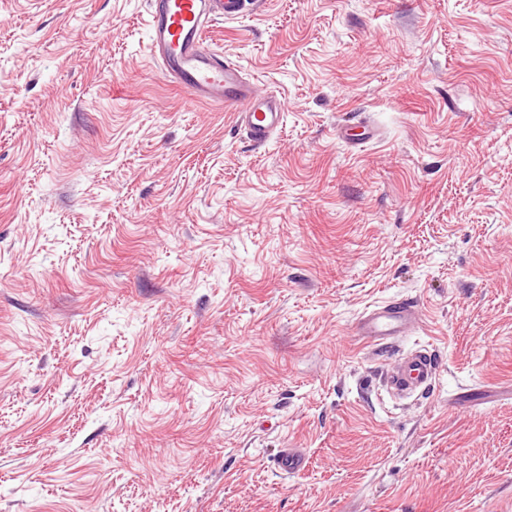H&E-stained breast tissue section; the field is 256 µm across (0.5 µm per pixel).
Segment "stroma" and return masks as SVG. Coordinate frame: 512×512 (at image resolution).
I'll return each instance as SVG.
<instances>
[{
	"label": "stroma",
	"instance_id": "1",
	"mask_svg": "<svg viewBox=\"0 0 512 512\" xmlns=\"http://www.w3.org/2000/svg\"><path fill=\"white\" fill-rule=\"evenodd\" d=\"M207 42L285 101L265 146L162 75L147 0H0V512H512V0ZM402 298L419 331L356 336ZM437 362L427 350H418L398 360L383 372L384 384L399 393L425 391L435 381Z\"/></svg>",
	"mask_w": 512,
	"mask_h": 512
}]
</instances>
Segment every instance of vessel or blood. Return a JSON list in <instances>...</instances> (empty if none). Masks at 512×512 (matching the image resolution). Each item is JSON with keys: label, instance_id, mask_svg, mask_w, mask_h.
<instances>
[{"label": "vessel or blood", "instance_id": "obj_1", "mask_svg": "<svg viewBox=\"0 0 512 512\" xmlns=\"http://www.w3.org/2000/svg\"><path fill=\"white\" fill-rule=\"evenodd\" d=\"M247 6V0H148L149 51L165 77L194 100L229 109L236 125L260 146L282 123V98L257 94L239 66L215 53L205 39L211 22L236 19ZM416 318L414 302L394 300L366 311L356 333L371 345L386 346L411 332ZM436 375V359L423 349L387 368L384 383L396 392L414 393L428 389Z\"/></svg>", "mask_w": 512, "mask_h": 512}]
</instances>
